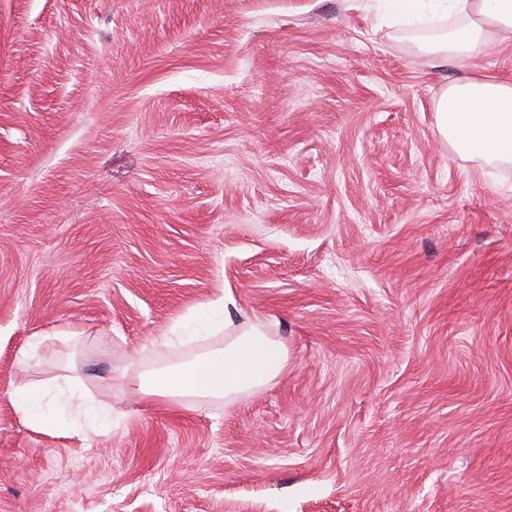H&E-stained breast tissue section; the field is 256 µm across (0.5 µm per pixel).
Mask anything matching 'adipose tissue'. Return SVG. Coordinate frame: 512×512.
I'll return each instance as SVG.
<instances>
[{
	"mask_svg": "<svg viewBox=\"0 0 512 512\" xmlns=\"http://www.w3.org/2000/svg\"><path fill=\"white\" fill-rule=\"evenodd\" d=\"M380 12L410 25L424 18L454 19V26L417 41L418 50L440 59L471 60L492 41L512 36V0H378ZM437 128L461 156L487 164H512V83L485 76L454 82L435 104ZM230 289L191 308L160 337L164 347L185 346L223 335L224 345L157 372L139 387L143 397L181 405L187 397L233 402L276 380L288 363L285 344L259 318L238 320ZM66 392L22 386L11 394L27 420L50 427L49 403L65 405Z\"/></svg>",
	"mask_w": 512,
	"mask_h": 512,
	"instance_id": "obj_1",
	"label": "adipose tissue"
}]
</instances>
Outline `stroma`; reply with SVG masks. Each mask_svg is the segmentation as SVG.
<instances>
[{
	"mask_svg": "<svg viewBox=\"0 0 512 512\" xmlns=\"http://www.w3.org/2000/svg\"><path fill=\"white\" fill-rule=\"evenodd\" d=\"M474 74L512 41L440 64L367 0H0V512H512V166L434 112ZM221 288L287 368L146 402ZM74 377L122 420L8 397ZM50 393L46 387L29 385L16 388L10 398L15 409L27 420L41 427L52 428L54 422L46 417Z\"/></svg>",
	"mask_w": 512,
	"mask_h": 512,
	"instance_id": "35a3bbf8",
	"label": "stroma"
}]
</instances>
